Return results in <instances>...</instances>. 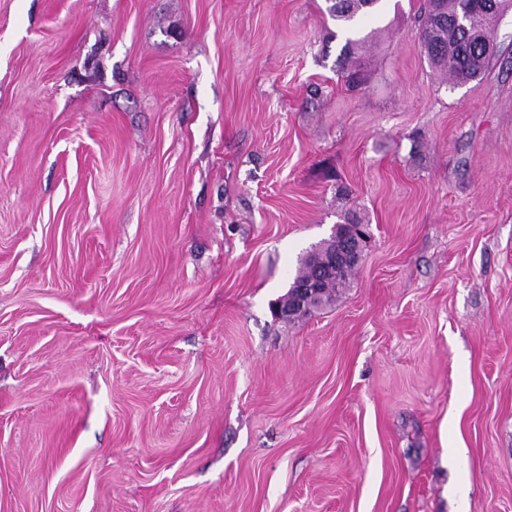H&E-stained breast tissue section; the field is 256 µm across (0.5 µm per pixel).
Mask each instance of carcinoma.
<instances>
[{"instance_id": "carcinoma-1", "label": "carcinoma", "mask_w": 512, "mask_h": 512, "mask_svg": "<svg viewBox=\"0 0 512 512\" xmlns=\"http://www.w3.org/2000/svg\"><path fill=\"white\" fill-rule=\"evenodd\" d=\"M378 0H332L331 16L343 23L352 24L356 18L375 6ZM512 7V0H496V6L487 5V0H475V6L461 12L459 0H425L420 15L419 47L430 65L449 74L457 84H465L480 77L488 69L495 54V45L490 36V24ZM361 40L347 39L344 49L342 73L348 86L361 84V68L348 66L354 54V46ZM328 243L323 239L304 256L293 282L303 283L310 278L312 255ZM354 267L341 265L336 274L327 278L322 287L327 302H332L336 292L347 286Z\"/></svg>"}]
</instances>
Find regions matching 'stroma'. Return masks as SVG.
Instances as JSON below:
<instances>
[{"mask_svg": "<svg viewBox=\"0 0 512 512\" xmlns=\"http://www.w3.org/2000/svg\"><path fill=\"white\" fill-rule=\"evenodd\" d=\"M0 0V512H512V11ZM327 308L271 304L346 212ZM329 7L331 16L336 21L352 24L360 14H365L378 0H332ZM461 13L459 0H427L420 15L421 54L436 70L449 74L456 84L480 77L495 54L490 24L512 7L511 0H473ZM487 1H496L497 8ZM366 37L362 39H356L352 40L350 38L347 39L346 46L344 49V63L342 66V73L344 74L343 77L346 80V83L349 87H357L362 82V76H361V68L356 65H351V67L348 66L349 59L352 57V54H354V46L358 45L359 43L364 42ZM357 225L356 232L353 239H349L344 244V249L341 252L342 261H349L355 264H359L364 256L365 251L370 245V234L363 230L364 224Z\"/></svg>", "mask_w": 512, "mask_h": 512, "instance_id": "1", "label": "stroma"}]
</instances>
